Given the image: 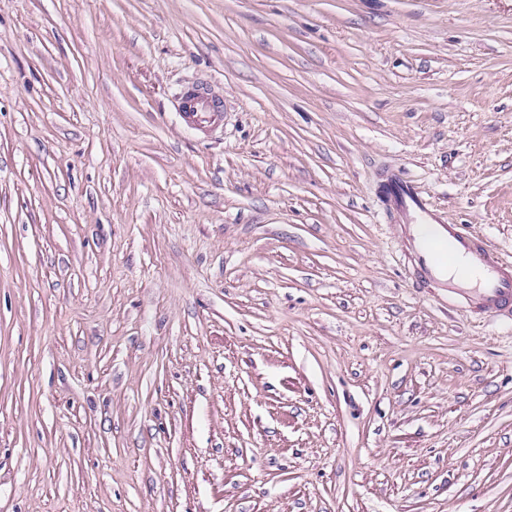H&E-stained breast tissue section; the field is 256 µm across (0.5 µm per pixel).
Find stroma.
I'll return each instance as SVG.
<instances>
[{
    "label": "stroma",
    "mask_w": 512,
    "mask_h": 512,
    "mask_svg": "<svg viewBox=\"0 0 512 512\" xmlns=\"http://www.w3.org/2000/svg\"><path fill=\"white\" fill-rule=\"evenodd\" d=\"M386 169L512 260V0H0V512H512ZM177 111L183 120L198 130H208L222 120L220 102L204 88H187L177 99Z\"/></svg>",
    "instance_id": "stroma-1"
}]
</instances>
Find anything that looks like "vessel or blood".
<instances>
[{"label":"vessel or blood","instance_id":"vessel-or-blood-1","mask_svg":"<svg viewBox=\"0 0 512 512\" xmlns=\"http://www.w3.org/2000/svg\"><path fill=\"white\" fill-rule=\"evenodd\" d=\"M177 110L198 130H208L222 119L220 102L203 88L183 90ZM382 193L418 281L446 288L449 302L475 315L512 321L511 260L478 236L449 223L411 181L389 174Z\"/></svg>","mask_w":512,"mask_h":512}]
</instances>
